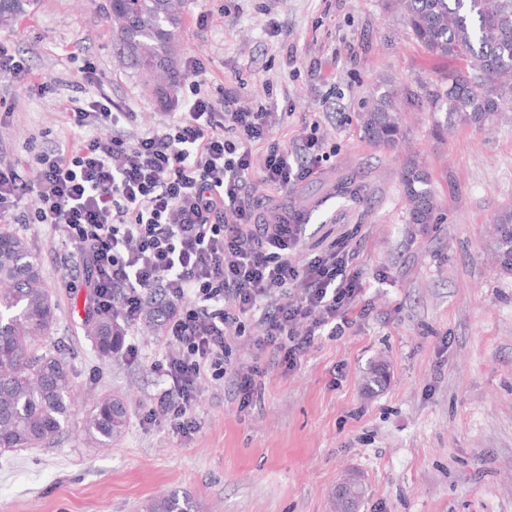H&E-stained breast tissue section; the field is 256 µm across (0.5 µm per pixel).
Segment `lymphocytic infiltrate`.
<instances>
[{
  "instance_id": "lymphocytic-infiltrate-1",
  "label": "lymphocytic infiltrate",
  "mask_w": 512,
  "mask_h": 512,
  "mask_svg": "<svg viewBox=\"0 0 512 512\" xmlns=\"http://www.w3.org/2000/svg\"><path fill=\"white\" fill-rule=\"evenodd\" d=\"M186 68L185 112L136 138L96 135L99 123L121 119L103 94L71 110L82 133L73 150H42L24 166L0 156V220L49 225L89 290L87 317L112 313L133 327L151 309L162 321L165 387L150 418L181 435L196 427L197 382L223 379L246 320L261 327L257 348L290 368L318 336L353 324L364 290L348 258L298 261L302 224L277 206L259 210L245 190L256 169L277 190L316 174L317 134L304 137L310 159L299 162L271 140V113L235 109L228 93L214 98L202 63ZM257 143L266 146L258 156ZM31 196L34 214L18 213Z\"/></svg>"
}]
</instances>
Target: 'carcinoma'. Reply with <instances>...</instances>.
<instances>
[{
  "label": "carcinoma",
  "mask_w": 512,
  "mask_h": 512,
  "mask_svg": "<svg viewBox=\"0 0 512 512\" xmlns=\"http://www.w3.org/2000/svg\"><path fill=\"white\" fill-rule=\"evenodd\" d=\"M404 25L426 50L464 61L448 73V87L389 88L360 115L364 136L395 147L403 138L398 102L425 99L436 136L456 123L482 129L501 112H512V0H395ZM185 0H108L107 17L123 50L146 71L174 75L171 45L181 25ZM31 5V0H0V24ZM401 185L409 223H434L437 200L430 175L415 158L406 161ZM502 224L503 267L512 268V216ZM55 305L42 284L41 268L28 243L0 228V448H36L53 442L64 429L71 400L67 362L39 349L52 328ZM89 336L102 358L118 355L125 330L112 316L90 321ZM129 412L119 396L101 397L87 417L85 432L101 445L112 443L128 425ZM187 495L147 501L143 512H193Z\"/></svg>",
  "instance_id": "carcinoma-1"
}]
</instances>
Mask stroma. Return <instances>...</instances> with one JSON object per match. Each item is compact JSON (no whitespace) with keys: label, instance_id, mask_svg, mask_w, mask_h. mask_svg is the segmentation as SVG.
Returning <instances> with one entry per match:
<instances>
[{"label":"stroma","instance_id":"35a3bbf8","mask_svg":"<svg viewBox=\"0 0 512 512\" xmlns=\"http://www.w3.org/2000/svg\"><path fill=\"white\" fill-rule=\"evenodd\" d=\"M107 0H37L0 27L27 52L34 84H0V148L28 161L70 149L68 113L105 92L134 113L129 131L182 111L195 56L211 93L273 112V139L295 148L319 124L327 158L317 175L274 190L252 174L259 206H287L304 231L302 257L352 254L366 316L324 336L284 370L257 350L256 320L231 356L260 371L249 404L232 377L199 380L188 437L146 423L163 383L161 332L135 330L137 357L100 359L85 332L88 290L66 270L48 226L18 224L42 270L56 320L42 345L61 354L72 411L55 442L0 451V512H141L156 496H190L196 512H336L349 473L362 478L355 512H512V270L497 261V217L512 211V112L485 131L459 124L444 139L424 107L402 113L405 139L368 141L359 114L383 82L440 85L458 61L430 54L386 0H187L173 50L176 81L161 85L129 63L105 16ZM205 24H197L198 16ZM92 67L86 93L74 85ZM418 156L438 209L408 221L400 172ZM354 183V195H337ZM125 398L129 421L111 446L84 421L97 397Z\"/></svg>","mask_w":512,"mask_h":512}]
</instances>
